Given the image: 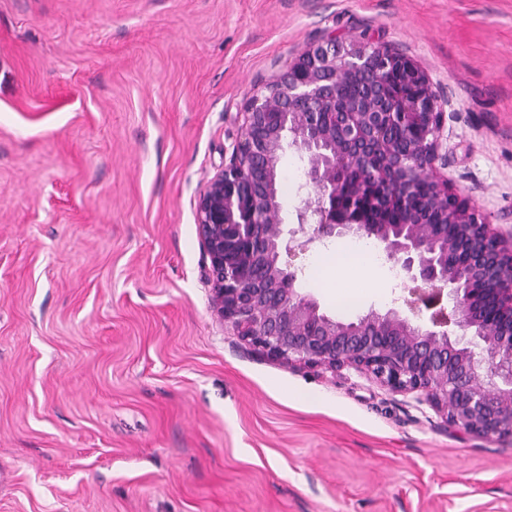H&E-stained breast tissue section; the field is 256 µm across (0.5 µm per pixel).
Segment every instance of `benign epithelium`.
Returning a JSON list of instances; mask_svg holds the SVG:
<instances>
[{
  "label": "benign epithelium",
  "instance_id": "obj_1",
  "mask_svg": "<svg viewBox=\"0 0 512 512\" xmlns=\"http://www.w3.org/2000/svg\"><path fill=\"white\" fill-rule=\"evenodd\" d=\"M399 72L416 95L396 90ZM447 101L398 49L331 31L301 51L244 112L229 162L199 195L212 304L234 335L272 359L354 368L395 393H419L447 422L512 437V239L438 175L448 162ZM308 158L296 226L282 224L278 164ZM426 184L402 224L374 223ZM378 242L424 287L408 304L429 325L391 309L343 322L300 295L291 261L330 237ZM452 310L443 304L444 296Z\"/></svg>",
  "mask_w": 512,
  "mask_h": 512
}]
</instances>
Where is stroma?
I'll return each instance as SVG.
<instances>
[{
    "instance_id": "35a3bbf8",
    "label": "stroma",
    "mask_w": 512,
    "mask_h": 512,
    "mask_svg": "<svg viewBox=\"0 0 512 512\" xmlns=\"http://www.w3.org/2000/svg\"><path fill=\"white\" fill-rule=\"evenodd\" d=\"M329 31L447 99L440 171L512 234V0H0V512H512V437L352 369L273 360L214 311L197 201L253 97ZM305 155L279 161L296 224ZM333 318L403 306L381 258Z\"/></svg>"
}]
</instances>
